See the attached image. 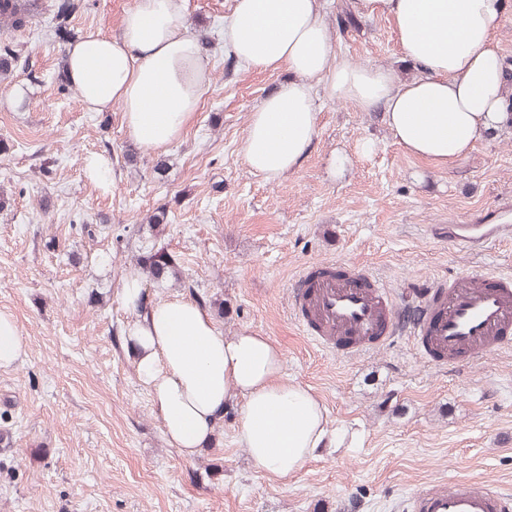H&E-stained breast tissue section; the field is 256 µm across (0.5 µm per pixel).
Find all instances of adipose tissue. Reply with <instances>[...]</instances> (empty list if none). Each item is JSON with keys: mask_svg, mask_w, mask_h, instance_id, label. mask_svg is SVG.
<instances>
[{"mask_svg": "<svg viewBox=\"0 0 512 512\" xmlns=\"http://www.w3.org/2000/svg\"><path fill=\"white\" fill-rule=\"evenodd\" d=\"M325 7L324 0H235L224 22V48L237 63L291 74L249 116L243 157L251 171L275 178L300 165L314 141L318 90L362 111L381 109L407 153L446 170L512 126L497 39L505 0H354L362 17L393 21L416 69L408 79L340 60ZM185 14L186 0H137L118 36L91 31L66 46V78L85 108L120 105L127 131L148 150L181 136L208 82L209 59ZM122 299L138 313L125 330L137 379L154 396L167 442L182 455L210 443L236 400L240 440L254 466L273 478L288 480L326 444L344 445L319 399L283 378V355L268 337L224 335L187 298L146 304L136 276L124 281Z\"/></svg>", "mask_w": 512, "mask_h": 512, "instance_id": "obj_1", "label": "adipose tissue"}]
</instances>
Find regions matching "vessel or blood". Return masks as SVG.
Masks as SVG:
<instances>
[{"mask_svg": "<svg viewBox=\"0 0 512 512\" xmlns=\"http://www.w3.org/2000/svg\"><path fill=\"white\" fill-rule=\"evenodd\" d=\"M427 235L467 250L512 239L511 224H430ZM289 299L303 330L332 354L351 355L413 340L419 357L440 369L512 347V276L466 273L413 284L403 301L359 266L306 264ZM405 512H512V495L486 481L430 482L405 500Z\"/></svg>", "mask_w": 512, "mask_h": 512, "instance_id": "vessel-or-blood-1", "label": "vessel or blood"}]
</instances>
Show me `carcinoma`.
Listing matches in <instances>:
<instances>
[{
  "label": "carcinoma",
  "mask_w": 512,
  "mask_h": 512,
  "mask_svg": "<svg viewBox=\"0 0 512 512\" xmlns=\"http://www.w3.org/2000/svg\"><path fill=\"white\" fill-rule=\"evenodd\" d=\"M85 0H56L51 20L54 32L64 40L71 35L74 16L86 9ZM43 11V0H0V80H6L16 71L27 67L23 49L13 39L2 36L5 31H19L26 28ZM142 272L154 279H162L174 273V259L162 249L146 259H136Z\"/></svg>",
  "instance_id": "cac0c4a2"
}]
</instances>
